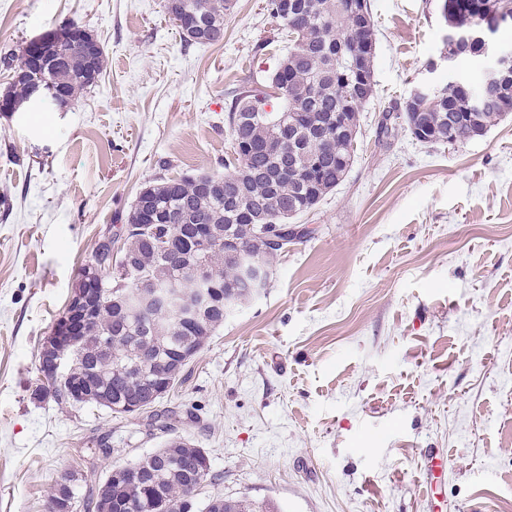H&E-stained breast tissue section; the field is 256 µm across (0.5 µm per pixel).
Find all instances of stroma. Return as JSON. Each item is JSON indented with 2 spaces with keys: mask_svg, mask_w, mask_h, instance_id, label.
<instances>
[{
  "mask_svg": "<svg viewBox=\"0 0 512 512\" xmlns=\"http://www.w3.org/2000/svg\"><path fill=\"white\" fill-rule=\"evenodd\" d=\"M266 3L234 0L223 41L198 44L166 0H0V54L75 21L108 60L67 111L0 112V512H46L57 473L92 484L159 448L142 417L31 400L40 347L141 189L224 174L235 90L286 52ZM441 5L371 0L377 95L348 175L157 404L210 458L202 498L512 512V116L454 146L377 140L418 84L485 75V58L445 61ZM427 448L448 458L441 502Z\"/></svg>",
  "mask_w": 512,
  "mask_h": 512,
  "instance_id": "1",
  "label": "stroma"
}]
</instances>
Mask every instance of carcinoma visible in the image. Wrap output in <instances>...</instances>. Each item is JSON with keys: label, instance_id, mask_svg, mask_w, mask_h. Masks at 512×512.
<instances>
[{"label": "carcinoma", "instance_id": "1", "mask_svg": "<svg viewBox=\"0 0 512 512\" xmlns=\"http://www.w3.org/2000/svg\"><path fill=\"white\" fill-rule=\"evenodd\" d=\"M289 2L286 15L281 14L280 0L267 2L280 35L288 38V53L269 76L270 83L282 90L280 107L268 110L264 96L242 88L228 107L237 164L218 176L162 178L141 191L124 218L125 248L135 254L134 266L126 269L117 261L112 276L105 277L104 285L112 293L70 349V378L43 380L31 397L50 384L53 400L70 405L71 382L78 380L89 385L83 405L108 410L122 395L153 408L163 370L177 364L185 369L224 324L227 311L249 297L224 244L198 239V226H219L271 269L284 247L267 245L261 225L251 223L252 213H268V223L286 228L283 240L291 243L300 234L288 220L313 209L343 181L355 158L360 108L376 95L374 24L370 19L360 24L349 13L347 0ZM499 2L443 0L442 13L450 28L493 24ZM168 13L180 22L184 41L213 44L224 39V17L231 7L226 0H179ZM354 52L361 54L364 82L346 66ZM0 63L20 75L8 89L15 106L27 102L28 84L33 81L58 85L72 100L91 87L89 66L69 40L57 43L44 64L24 49L18 56L4 55ZM473 90L467 79L457 78L403 102L396 115H384L378 138L390 136L393 127L388 120L394 117L421 143H465L512 112V76L505 87L485 89L493 99L487 109L469 114L466 102ZM283 125L289 136L279 150L252 153L245 148L248 141L274 138ZM165 237L171 239L172 252L192 253L208 269L211 303L197 320L174 312L160 318L150 309L131 310L123 299L137 283L159 280L172 282L182 298H193L192 277L178 260L158 251L157 244ZM202 453L204 449L191 442L164 440L133 464L141 473L139 487L114 483L108 475L80 489L71 474H60L53 480L47 512L66 500L83 503L89 512H275L271 504L247 497L200 502L197 486L216 479L211 470H195Z\"/></svg>", "mask_w": 512, "mask_h": 512}]
</instances>
